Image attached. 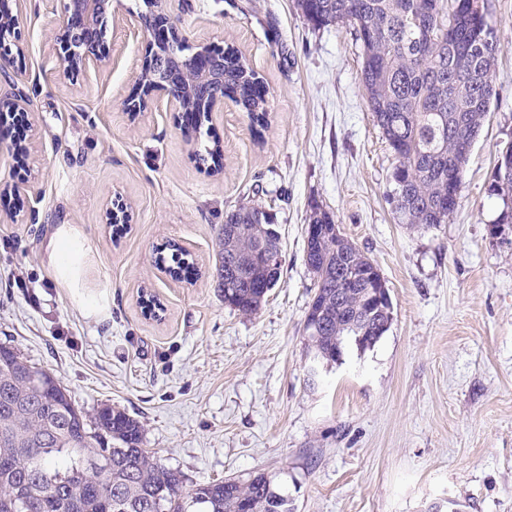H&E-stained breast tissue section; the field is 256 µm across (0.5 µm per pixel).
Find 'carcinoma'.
Instances as JSON below:
<instances>
[{"label": "carcinoma", "instance_id": "1", "mask_svg": "<svg viewBox=\"0 0 512 512\" xmlns=\"http://www.w3.org/2000/svg\"><path fill=\"white\" fill-rule=\"evenodd\" d=\"M313 26L353 27L362 50L367 102L394 156L387 199L399 224L448 223L452 189H461L469 153L490 109L495 29L470 0H296ZM189 110L205 98L193 72H176ZM261 81L238 51H224V91L252 126L268 125ZM492 191L504 203L492 234L512 224V153L500 154ZM305 264L315 278L309 304L319 328L307 333L313 359L338 363L347 343L364 350L388 331L371 278L376 264L313 208ZM271 216L257 206L224 213L218 232L217 287L245 316L260 309L279 280L283 249ZM268 237L273 257L254 258ZM168 272L188 270L175 248ZM0 512H293L272 477L226 478L183 488L181 475L142 447V426L110 406L78 407L52 373L17 349L0 345Z\"/></svg>", "mask_w": 512, "mask_h": 512}]
</instances>
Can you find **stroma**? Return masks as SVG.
<instances>
[{
  "instance_id": "stroma-1",
  "label": "stroma",
  "mask_w": 512,
  "mask_h": 512,
  "mask_svg": "<svg viewBox=\"0 0 512 512\" xmlns=\"http://www.w3.org/2000/svg\"><path fill=\"white\" fill-rule=\"evenodd\" d=\"M189 44L231 47L269 91V125L233 102L205 138L138 92L149 35L146 0H112L104 70L67 77L50 32L60 0H20L22 53L0 79L32 112L23 158L0 137V344L52 372L79 407L109 405L143 426V445L186 485L272 476L294 512H512V224L491 190L512 140V0H485L499 37L493 97L464 170L460 205L429 229L396 223L393 154L369 109L352 28H315L295 0H165ZM218 145L221 171L199 166ZM130 221L113 233V202ZM265 207L283 263L261 310L244 316L216 286L225 211ZM380 270L393 307L370 349L311 376L304 332L314 278L305 264L313 206ZM73 227L89 254L82 280L106 291L91 314L54 277L46 247ZM177 243L194 274L159 259ZM154 296L157 313L143 299Z\"/></svg>"
}]
</instances>
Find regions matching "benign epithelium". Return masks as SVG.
Segmentation results:
<instances>
[{
  "instance_id": "benign-epithelium-1",
  "label": "benign epithelium",
  "mask_w": 512,
  "mask_h": 512,
  "mask_svg": "<svg viewBox=\"0 0 512 512\" xmlns=\"http://www.w3.org/2000/svg\"><path fill=\"white\" fill-rule=\"evenodd\" d=\"M62 21L54 34L58 45V58L64 72L74 74L84 69H101L106 66L101 43L106 35V15L111 0H61ZM140 29L151 37L164 33L163 42L146 58L143 68L154 71L157 79L151 84H141L142 93L124 103L128 112L144 111L153 97H165L171 103L182 106L181 91L169 74L170 62L181 69L199 68L203 80L208 83L211 97L206 99V112L224 111V76L222 64L224 49L209 46L192 48L176 29L169 25L165 15L150 13L138 17ZM18 47L15 31V14L8 2L0 3V72L6 73L7 65L14 59L13 49ZM11 109L13 118L28 123L30 101L18 92L13 94Z\"/></svg>"
}]
</instances>
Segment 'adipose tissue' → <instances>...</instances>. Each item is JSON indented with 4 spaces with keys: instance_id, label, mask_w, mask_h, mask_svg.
I'll use <instances>...</instances> for the list:
<instances>
[{
    "instance_id": "ef3b65f1",
    "label": "adipose tissue",
    "mask_w": 512,
    "mask_h": 512,
    "mask_svg": "<svg viewBox=\"0 0 512 512\" xmlns=\"http://www.w3.org/2000/svg\"><path fill=\"white\" fill-rule=\"evenodd\" d=\"M85 247L68 225L58 227L48 245V261L59 282L69 288L74 301L89 309L100 308L102 299L88 293L80 282Z\"/></svg>"
}]
</instances>
